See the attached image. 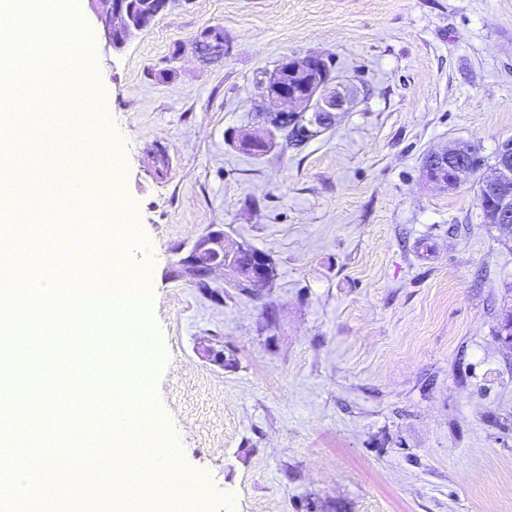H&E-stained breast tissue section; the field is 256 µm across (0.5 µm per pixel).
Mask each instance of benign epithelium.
<instances>
[{"label": "benign epithelium", "mask_w": 512, "mask_h": 512, "mask_svg": "<svg viewBox=\"0 0 512 512\" xmlns=\"http://www.w3.org/2000/svg\"><path fill=\"white\" fill-rule=\"evenodd\" d=\"M92 2L107 17L109 25L105 37L116 50L124 48L138 32L148 27L166 5V0H150L154 3L153 9L145 12L138 9L139 0ZM279 68L288 71L290 75L318 71L326 79H316L304 91L289 89L275 79L260 81L261 96L270 103L271 111L290 115L294 119L304 112H311L322 123L330 124L335 120L336 113L347 110L350 98L341 86L333 85L324 59L317 56H286L280 61ZM472 153H477V150L469 143H454L441 151L430 153L424 165L427 180L449 191L455 183L470 179L481 169L479 163L467 166L466 157ZM478 184L492 197L490 207L483 211L484 223L497 224L512 231V139L499 145L493 166L482 175ZM245 252L250 255L251 263L243 267L238 259ZM184 262L203 268L208 276L217 269H223L230 272L233 279L244 280L252 288H264L270 283L267 253L245 244L228 246L221 229H212L202 236L184 258Z\"/></svg>", "instance_id": "7a95c632"}]
</instances>
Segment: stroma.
Returning a JSON list of instances; mask_svg holds the SVG:
<instances>
[{"mask_svg":"<svg viewBox=\"0 0 512 512\" xmlns=\"http://www.w3.org/2000/svg\"><path fill=\"white\" fill-rule=\"evenodd\" d=\"M81 19L105 102L91 125L130 237L152 243L133 255L149 355L132 377L201 481L123 512H512V232L484 222L477 182L443 191L422 169L455 141L491 166L512 138V0H169L120 50L90 0ZM209 27L224 55L207 64ZM310 54L347 111L300 147L242 153L259 81ZM45 80L19 79L28 167L65 135ZM214 227L271 256L270 286L180 276Z\"/></svg>","mask_w":512,"mask_h":512,"instance_id":"obj_1","label":"stroma"}]
</instances>
